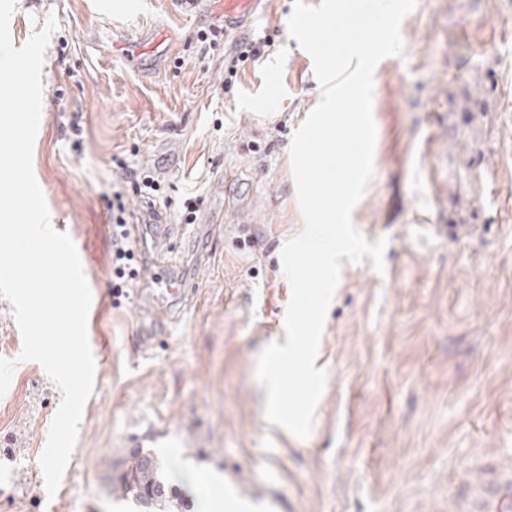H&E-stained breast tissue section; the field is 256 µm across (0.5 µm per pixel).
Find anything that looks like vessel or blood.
Listing matches in <instances>:
<instances>
[{"label":"vessel or blood","instance_id":"vessel-or-blood-1","mask_svg":"<svg viewBox=\"0 0 512 512\" xmlns=\"http://www.w3.org/2000/svg\"><path fill=\"white\" fill-rule=\"evenodd\" d=\"M262 0H203L205 17L221 23L225 31L241 28ZM173 42L168 34L154 29L135 33H118L112 39V50L139 71L154 67L158 60L171 51ZM175 227L158 224L154 227L157 252L148 268L140 276L138 290L139 325L132 338L135 351L167 336L178 313L179 303L193 294V283L180 275L172 259ZM463 512H512V481L501 486H487L480 490Z\"/></svg>","mask_w":512,"mask_h":512}]
</instances>
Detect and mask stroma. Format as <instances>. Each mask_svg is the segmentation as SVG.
Listing matches in <instances>:
<instances>
[{
	"instance_id": "35a3bbf8",
	"label": "stroma",
	"mask_w": 512,
	"mask_h": 512,
	"mask_svg": "<svg viewBox=\"0 0 512 512\" xmlns=\"http://www.w3.org/2000/svg\"><path fill=\"white\" fill-rule=\"evenodd\" d=\"M295 0L208 49V26L180 0H21L9 31L23 47L55 20L44 55L33 169L53 227L83 248L99 305L89 336L108 350L55 495L41 456L62 394L21 359L11 304L0 298V512H139L118 489L147 439L166 473H197L178 512H200L220 475L254 512H459L477 485L512 475V0H416L402 48L373 72V177L352 213L384 269L343 262L316 367L328 375L310 437L272 423L256 367L285 334L291 287L280 251L306 222L290 143L321 95L313 59L288 32ZM174 38L144 74L111 57L112 31ZM273 34L268 55L224 86L238 40ZM85 133L74 146L70 115ZM161 181L127 194L136 216L179 225L176 257L198 284L170 334L136 356L134 300L112 302L104 194L116 159ZM200 197L182 224L165 197ZM480 210L443 238L448 205ZM215 236L212 260L197 248Z\"/></svg>"
}]
</instances>
